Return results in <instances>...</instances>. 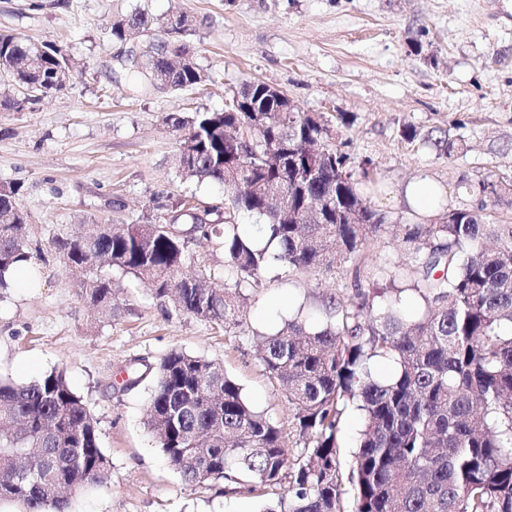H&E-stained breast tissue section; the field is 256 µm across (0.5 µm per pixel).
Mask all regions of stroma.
<instances>
[{
	"mask_svg": "<svg viewBox=\"0 0 512 512\" xmlns=\"http://www.w3.org/2000/svg\"><path fill=\"white\" fill-rule=\"evenodd\" d=\"M135 11L192 17L187 40L202 86L132 87L124 58L165 37L155 25L114 40L113 21ZM507 12L512 0H0V31L55 43L73 67L65 90L0 112V188H18L30 244L42 256L38 287L0 297V377L30 383L65 369L97 418L110 473L74 496L73 512H257L253 495L225 492L220 482L189 485L169 467L145 424L152 379L121 387L131 366L182 350L220 363L271 420L287 422L288 406L251 337L228 342L134 276L112 272L119 308L110 318L94 313L56 259L53 237L95 221L162 222L187 198L221 203L222 186L183 177L170 120L222 110L245 81L258 80L328 126L337 113L355 115L336 140L352 165L371 161L382 190L370 201L390 224L369 263L398 261L392 227L412 218L403 194L409 181L430 177L448 195L466 176L512 183V153L501 151L512 143ZM406 125L447 130L469 150L436 158L402 139ZM349 285L341 274L320 283L309 274L267 275L245 321L271 331L292 301Z\"/></svg>",
	"mask_w": 512,
	"mask_h": 512,
	"instance_id": "obj_1",
	"label": "stroma"
}]
</instances>
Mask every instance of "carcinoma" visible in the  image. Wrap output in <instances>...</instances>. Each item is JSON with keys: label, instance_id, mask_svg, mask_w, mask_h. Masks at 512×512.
<instances>
[{"label": "carcinoma", "instance_id": "obj_1", "mask_svg": "<svg viewBox=\"0 0 512 512\" xmlns=\"http://www.w3.org/2000/svg\"><path fill=\"white\" fill-rule=\"evenodd\" d=\"M159 24L170 54H194L185 41L192 20L159 21L137 11L112 23L122 41L134 26ZM171 79L173 89L201 83L193 64L174 71L158 58L135 65ZM0 74L29 92L0 98V112H20L32 94L61 91L69 59L59 46L0 32ZM265 83L247 81L231 97L238 111L198 112L173 119L186 129L179 167L184 177L224 187L219 222L194 225L196 238L216 241L228 267L224 287L212 275L185 272L186 242L173 224H86L58 236L60 262L82 274L79 288L107 316L115 310L106 266L132 274L158 298L224 330L244 333L242 311L268 271L332 276L343 270L350 294L304 298L273 332L253 331L260 360L288 403L289 424L303 446L288 447L283 428L257 410L220 364L172 350L156 364L146 425L182 480H222L227 492L264 498L262 512H512V224L488 221V187L512 191L490 174L462 178L475 207L435 199L436 222L403 225L405 262L369 268L366 256L386 228L361 190L370 170L351 168L328 142L319 116L268 105L263 137L246 108L262 105ZM402 139L451 158L464 140L433 137L405 126ZM18 189L0 190V290L31 260L28 216ZM256 215L255 234L237 216ZM267 238L256 244L255 235ZM379 360L393 364L382 377ZM364 428L353 455L352 510L342 496L340 424L348 404ZM109 459L97 419L64 371L17 384L0 379V503L20 512H69L70 486L104 481Z\"/></svg>", "mask_w": 512, "mask_h": 512}]
</instances>
